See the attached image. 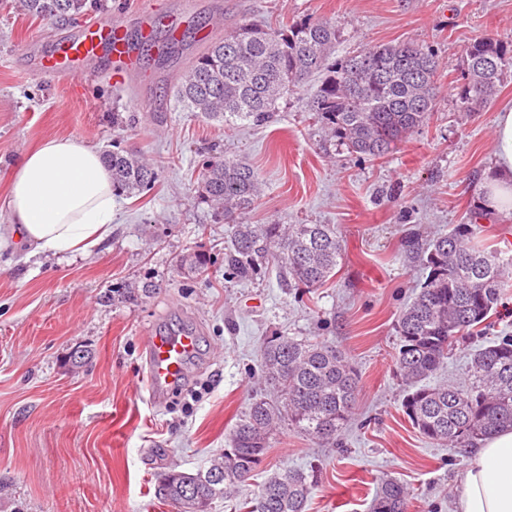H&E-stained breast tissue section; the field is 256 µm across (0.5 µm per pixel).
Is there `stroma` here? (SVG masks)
<instances>
[{"instance_id": "1", "label": "stroma", "mask_w": 512, "mask_h": 512, "mask_svg": "<svg viewBox=\"0 0 512 512\" xmlns=\"http://www.w3.org/2000/svg\"><path fill=\"white\" fill-rule=\"evenodd\" d=\"M193 2L196 27L217 12L228 31L248 19L332 22L340 57L416 41L441 63L435 110L386 158L370 161L325 145L307 108L314 83L280 99L264 125H218L180 111L172 92L205 43L192 41L166 66L157 51L142 52L141 74L120 85L101 62L98 76L68 87L30 68L76 25L1 8L0 225L9 221L14 164L47 139L102 152L120 143L157 163L160 177L119 200L111 234L88 252L31 258L22 246L0 249V512H179L155 497L159 475L206 469L223 452L265 391L260 349L275 334L326 341L348 357L359 375L354 418L336 447L280 430L254 477L210 512H241L240 501L283 466L313 471L306 512H368L385 476L407 487L406 512H454L466 452L423 437L404 414L396 324L426 277L414 248L478 222L480 242L512 257V215L474 214L495 159L496 115L512 109V68L481 111H462L456 91L469 43L486 35L512 43V0ZM135 98L149 111H135ZM116 112L126 123L113 125ZM215 144L262 183L246 222L335 226L343 258L326 285L297 296L271 272L225 281L232 227L215 219L198 180ZM194 252L210 255L207 275L181 270V257ZM132 281L157 289L135 304L111 302L113 288ZM156 326L200 334L199 359L159 409L148 402L144 350ZM78 346L89 352L80 367L69 359Z\"/></svg>"}]
</instances>
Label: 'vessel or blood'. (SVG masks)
<instances>
[{"mask_svg":"<svg viewBox=\"0 0 512 512\" xmlns=\"http://www.w3.org/2000/svg\"><path fill=\"white\" fill-rule=\"evenodd\" d=\"M109 58L113 80L139 72L140 59L126 33L112 21L101 18L74 34L61 37L55 51L40 61L50 75L66 80L90 72L100 58ZM147 390L150 398L167 393L186 375L188 362L199 351L195 330L155 331L146 339Z\"/></svg>","mask_w":512,"mask_h":512,"instance_id":"vessel-or-blood-1","label":"vessel or blood"}]
</instances>
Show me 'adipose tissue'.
<instances>
[{"label": "adipose tissue", "instance_id": "adipose-tissue-1", "mask_svg": "<svg viewBox=\"0 0 512 512\" xmlns=\"http://www.w3.org/2000/svg\"><path fill=\"white\" fill-rule=\"evenodd\" d=\"M494 166L482 186L488 209L512 211V109L495 122ZM117 196L100 152L52 138L25 154L12 173L8 231L37 254L87 251L112 231ZM455 512H512V430L482 441L460 479Z\"/></svg>", "mask_w": 512, "mask_h": 512}]
</instances>
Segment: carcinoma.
Returning <instances> with one entry per match:
<instances>
[{
  "instance_id": "cac0c4a2",
  "label": "carcinoma",
  "mask_w": 512,
  "mask_h": 512,
  "mask_svg": "<svg viewBox=\"0 0 512 512\" xmlns=\"http://www.w3.org/2000/svg\"><path fill=\"white\" fill-rule=\"evenodd\" d=\"M21 11L47 21L73 20L92 8L88 0H18ZM338 31L328 21L304 20L279 28L243 21L206 51L180 78L175 98L184 112L224 125L264 124L278 101L306 79L318 77L310 110L325 137L371 160L386 157L397 142L422 127L436 106L439 61L414 43H386L336 58ZM458 86L461 107L476 112L512 68V44L490 36L465 49ZM118 194L152 189L158 167L127 150L103 154ZM201 194L216 214L238 219L224 248V276L249 280L275 268L280 285L300 293L336 275L341 244L330 224H248L242 216L262 192L246 163L219 158L206 163ZM479 224H457L434 239L418 260L427 276L398 323L397 372L406 386L404 414L423 436L452 448H474L512 429V336H499L474 350L467 383L430 385L455 344L478 337L509 287V263L474 244ZM201 253L180 259L187 273L201 274ZM151 282L114 289L126 303L153 293ZM262 378L268 394L254 399L238 418L229 447L206 471L171 468L161 476L160 497L181 512H209L212 501L230 497L260 465L281 423L323 445L340 444L358 389V374L346 356L323 341L275 335L263 348ZM314 486L302 470L281 468L243 503L248 512H305ZM408 492L394 478L382 479L369 512H405Z\"/></svg>"
}]
</instances>
